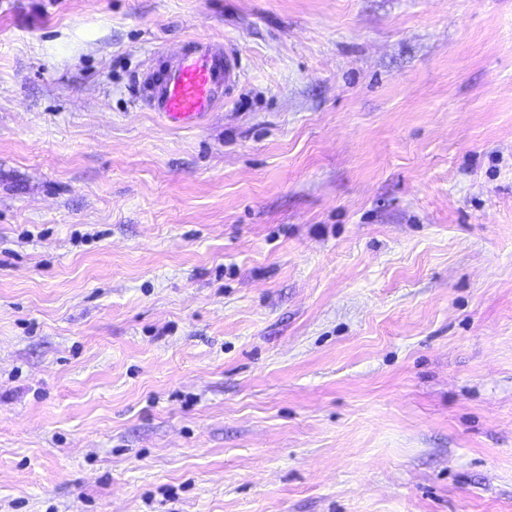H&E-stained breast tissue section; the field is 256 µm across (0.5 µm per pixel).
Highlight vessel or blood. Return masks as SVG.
Instances as JSON below:
<instances>
[{"label": "vessel or blood", "instance_id": "b4317fda", "mask_svg": "<svg viewBox=\"0 0 512 512\" xmlns=\"http://www.w3.org/2000/svg\"><path fill=\"white\" fill-rule=\"evenodd\" d=\"M241 59L237 51L219 50L208 41L187 40L163 75L147 72L142 80V101L159 113L168 126H193L211 110L218 98L237 84Z\"/></svg>", "mask_w": 512, "mask_h": 512}]
</instances>
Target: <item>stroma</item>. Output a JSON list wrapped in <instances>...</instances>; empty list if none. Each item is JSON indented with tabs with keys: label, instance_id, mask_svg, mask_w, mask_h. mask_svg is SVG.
Here are the masks:
<instances>
[{
	"label": "stroma",
	"instance_id": "1",
	"mask_svg": "<svg viewBox=\"0 0 512 512\" xmlns=\"http://www.w3.org/2000/svg\"><path fill=\"white\" fill-rule=\"evenodd\" d=\"M0 512H512V0H0ZM241 59L237 51L214 48L204 39L187 40L162 77L149 70L142 80V102L158 112L168 126H193L211 110L218 98L226 99L237 84Z\"/></svg>",
	"mask_w": 512,
	"mask_h": 512
}]
</instances>
